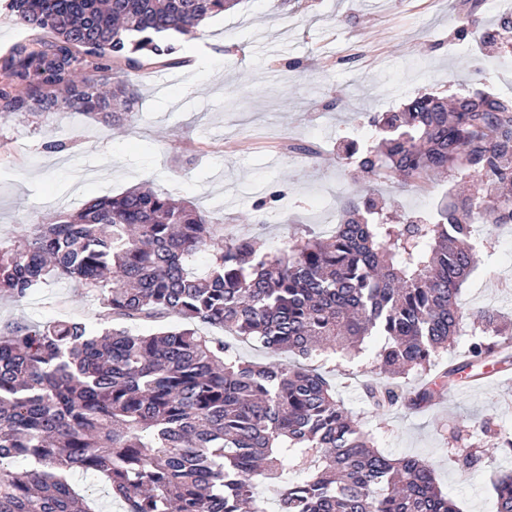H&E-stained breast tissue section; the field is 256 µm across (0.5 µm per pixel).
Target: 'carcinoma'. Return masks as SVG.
I'll list each match as a JSON object with an SVG mask.
<instances>
[{
    "instance_id": "obj_1",
    "label": "carcinoma",
    "mask_w": 512,
    "mask_h": 512,
    "mask_svg": "<svg viewBox=\"0 0 512 512\" xmlns=\"http://www.w3.org/2000/svg\"><path fill=\"white\" fill-rule=\"evenodd\" d=\"M240 2L7 0L17 25L50 37L0 57V118L69 111L120 126L141 96L130 75H112L175 65L170 32L193 36ZM480 2L457 17L458 32L512 41V15L488 26ZM373 123L376 144L360 154L352 143L342 159L401 185L452 172L467 193L432 220L388 215L371 193L348 196L331 233L280 253L144 186L0 240V298L66 282L100 300L88 319L0 329V512H98L72 470L107 481L122 512H267L259 481L276 491L277 512H459L431 464L374 445L323 368L381 337L386 380L365 384L364 400L417 410L512 341L499 313L460 306L478 228L512 224V96L418 93ZM169 316L177 322L149 334L112 327ZM469 318L466 360L404 397L398 379L436 366ZM203 326L271 360L245 359ZM283 351L295 360H277ZM448 446L474 469L512 440L488 419L448 426ZM494 489L495 512H512V473Z\"/></svg>"
}]
</instances>
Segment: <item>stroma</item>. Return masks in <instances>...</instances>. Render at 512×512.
I'll return each mask as SVG.
<instances>
[{"instance_id":"1","label":"stroma","mask_w":512,"mask_h":512,"mask_svg":"<svg viewBox=\"0 0 512 512\" xmlns=\"http://www.w3.org/2000/svg\"><path fill=\"white\" fill-rule=\"evenodd\" d=\"M464 0H241L209 18L196 38L173 34L179 65L141 78L142 106L131 122L108 127L58 112L33 121L0 119V230L41 223L140 182L189 202L226 231L287 250L294 234L332 230L313 206L372 192L413 216H429L454 183L419 187L370 180L337 162L374 114L399 111L422 92L452 87L512 96V59L486 56L455 33ZM76 139L64 152L47 142ZM279 193L280 223H255L256 202ZM479 262L462 289L466 311L512 314V224L475 243ZM95 298L59 282L21 302L0 299V327L85 319ZM363 369L332 373L348 409L363 414L379 449L429 461L460 512H495L493 484L512 471V453L463 470L448 450V425L492 420L512 439V374L470 382L422 410L370 412Z\"/></svg>"}]
</instances>
